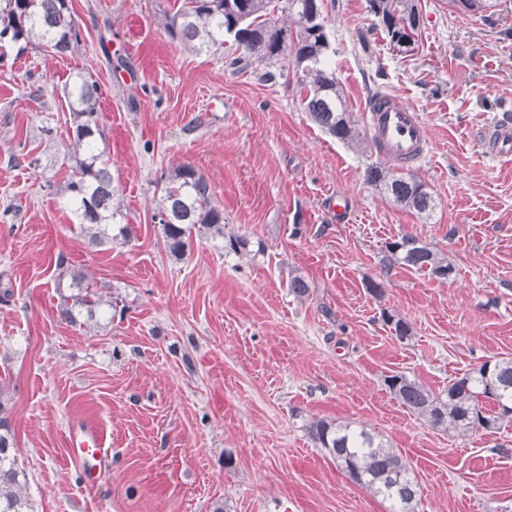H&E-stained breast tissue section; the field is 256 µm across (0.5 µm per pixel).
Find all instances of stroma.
Wrapping results in <instances>:
<instances>
[{"label": "stroma", "mask_w": 512, "mask_h": 512, "mask_svg": "<svg viewBox=\"0 0 512 512\" xmlns=\"http://www.w3.org/2000/svg\"><path fill=\"white\" fill-rule=\"evenodd\" d=\"M72 4L77 52L0 59V414L34 512H394L312 441L321 418L364 427L407 460L415 512H512V423L435 429L384 383L402 373L438 393L512 356V163L476 138L512 116V0L489 18L418 0L407 54L390 49L366 0L327 8L329 64L360 125L380 94L426 123L427 154L406 171L434 199L427 215L366 184L381 160L373 140L323 133L296 83L182 49L163 25L176 0ZM79 74L98 85L99 146L133 230L105 247L78 237L56 192L64 86ZM181 164L210 181L225 237L177 260L153 214L157 180ZM234 235L247 250L230 247ZM404 235L456 275L386 266V243ZM62 256L116 300L111 313L60 318ZM295 277L307 296L290 291ZM385 310L411 324L409 340L384 325ZM81 420L107 435L92 489L66 451Z\"/></svg>", "instance_id": "obj_1"}]
</instances>
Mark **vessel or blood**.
I'll return each mask as SVG.
<instances>
[{
  "mask_svg": "<svg viewBox=\"0 0 512 512\" xmlns=\"http://www.w3.org/2000/svg\"><path fill=\"white\" fill-rule=\"evenodd\" d=\"M370 127L381 157L399 165L422 161L426 155L427 129L421 115L397 97H385L370 108ZM484 149L499 161L512 162V125L489 128ZM107 437L94 422L82 421L68 434V456L84 475L87 486H95L106 456Z\"/></svg>",
  "mask_w": 512,
  "mask_h": 512,
  "instance_id": "obj_1",
  "label": "vessel or blood"
}]
</instances>
